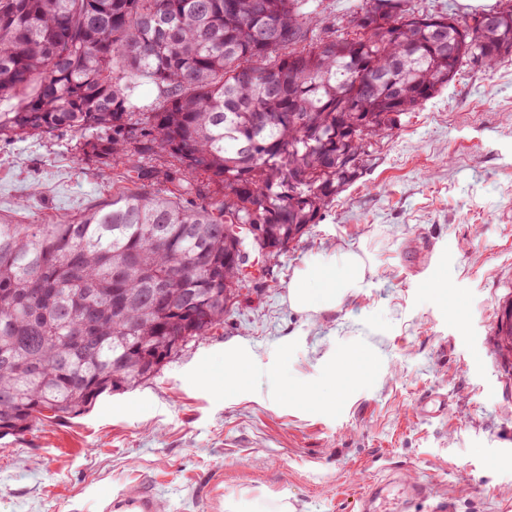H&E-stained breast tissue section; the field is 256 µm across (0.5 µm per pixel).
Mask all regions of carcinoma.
Returning a JSON list of instances; mask_svg holds the SVG:
<instances>
[{
    "label": "carcinoma",
    "mask_w": 512,
    "mask_h": 512,
    "mask_svg": "<svg viewBox=\"0 0 512 512\" xmlns=\"http://www.w3.org/2000/svg\"><path fill=\"white\" fill-rule=\"evenodd\" d=\"M304 0H0V139L79 134L75 154L135 187L55 224L0 223V438L87 412L224 322L263 261L301 238L381 138L459 64L512 55V18L422 26L414 0H365L317 32ZM159 91L133 98L135 80ZM169 161L146 170L138 159ZM159 190H154V187ZM228 224H260L266 237ZM163 295L176 305L157 306Z\"/></svg>",
    "instance_id": "cac0c4a2"
}]
</instances>
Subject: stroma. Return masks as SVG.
<instances>
[{
	"label": "stroma",
	"instance_id": "35a3bbf8",
	"mask_svg": "<svg viewBox=\"0 0 512 512\" xmlns=\"http://www.w3.org/2000/svg\"><path fill=\"white\" fill-rule=\"evenodd\" d=\"M75 142L0 140V222L54 224L128 188ZM359 247L374 272L356 296L313 321L289 306L295 268ZM271 269L155 377L1 438L0 512H97L132 489L157 512H214L245 489L294 512H362L392 470L438 486L411 512H512V371L494 345L512 300V57L462 67L402 116ZM234 348L246 361L228 383ZM435 394L447 415L422 416Z\"/></svg>",
	"mask_w": 512,
	"mask_h": 512
}]
</instances>
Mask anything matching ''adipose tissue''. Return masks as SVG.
<instances>
[{
    "label": "adipose tissue",
    "instance_id": "ef3b65f1",
    "mask_svg": "<svg viewBox=\"0 0 512 512\" xmlns=\"http://www.w3.org/2000/svg\"><path fill=\"white\" fill-rule=\"evenodd\" d=\"M372 272L371 262L353 249L317 257L294 271L288 303L311 316L335 310L365 287Z\"/></svg>",
    "mask_w": 512,
    "mask_h": 512
}]
</instances>
